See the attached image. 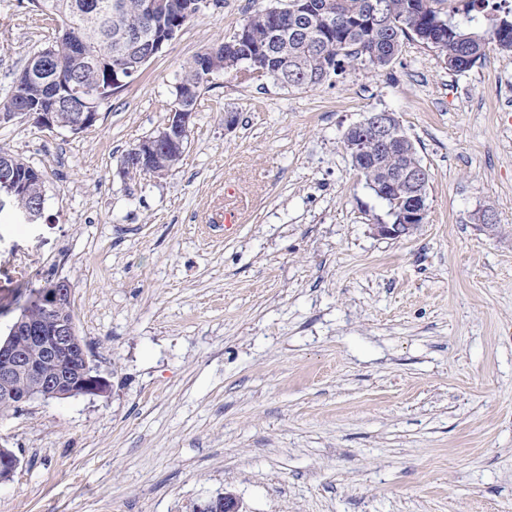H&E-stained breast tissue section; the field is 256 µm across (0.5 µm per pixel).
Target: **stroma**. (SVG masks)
I'll return each instance as SVG.
<instances>
[{"label":"stroma","instance_id":"35a3bbf8","mask_svg":"<svg viewBox=\"0 0 512 512\" xmlns=\"http://www.w3.org/2000/svg\"><path fill=\"white\" fill-rule=\"evenodd\" d=\"M269 4L192 18L92 127L0 125L45 190L41 223L0 215V339L31 287L66 280L112 383L0 415L20 460L0 512H192L226 489L246 512H512V53L454 72L406 39L315 88L226 74L176 170L122 173L184 65ZM55 27L0 0V101ZM383 110L429 173L396 240L342 143Z\"/></svg>","mask_w":512,"mask_h":512}]
</instances>
